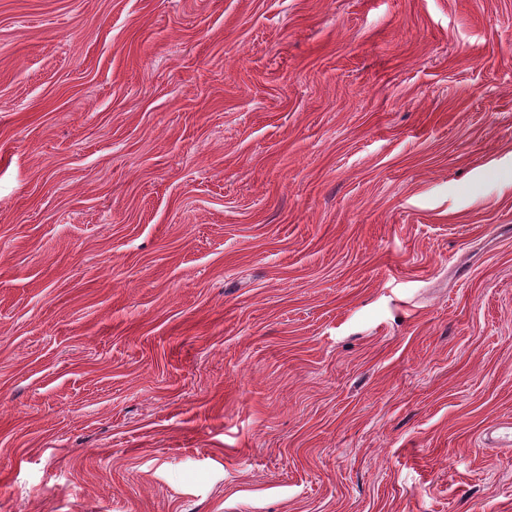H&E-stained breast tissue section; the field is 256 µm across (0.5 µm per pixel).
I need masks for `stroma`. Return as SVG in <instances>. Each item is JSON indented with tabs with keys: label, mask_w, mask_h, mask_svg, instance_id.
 Here are the masks:
<instances>
[{
	"label": "stroma",
	"mask_w": 512,
	"mask_h": 512,
	"mask_svg": "<svg viewBox=\"0 0 512 512\" xmlns=\"http://www.w3.org/2000/svg\"><path fill=\"white\" fill-rule=\"evenodd\" d=\"M512 0H0V512H512Z\"/></svg>",
	"instance_id": "obj_1"
}]
</instances>
